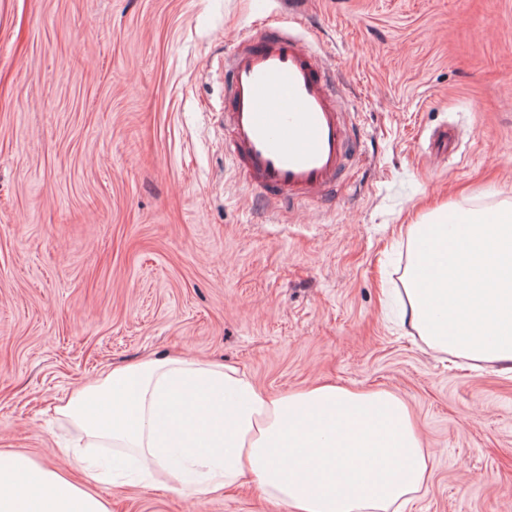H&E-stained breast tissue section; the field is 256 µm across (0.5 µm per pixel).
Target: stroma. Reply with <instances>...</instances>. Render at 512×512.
Returning a JSON list of instances; mask_svg holds the SVG:
<instances>
[{
	"instance_id": "1",
	"label": "stroma",
	"mask_w": 512,
	"mask_h": 512,
	"mask_svg": "<svg viewBox=\"0 0 512 512\" xmlns=\"http://www.w3.org/2000/svg\"><path fill=\"white\" fill-rule=\"evenodd\" d=\"M270 19L334 72L353 135L335 191L289 208L224 126V55ZM506 203L512 0H0V448L71 470L59 401L186 353L275 395L390 391L435 454L411 512H512V373L399 318L409 226ZM98 491L111 512H289L250 485Z\"/></svg>"
}]
</instances>
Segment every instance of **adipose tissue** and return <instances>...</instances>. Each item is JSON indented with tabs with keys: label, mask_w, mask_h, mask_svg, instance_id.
Wrapping results in <instances>:
<instances>
[{
	"label": "adipose tissue",
	"mask_w": 512,
	"mask_h": 512,
	"mask_svg": "<svg viewBox=\"0 0 512 512\" xmlns=\"http://www.w3.org/2000/svg\"><path fill=\"white\" fill-rule=\"evenodd\" d=\"M446 209L409 229L402 317L431 347L512 372V204ZM58 414L84 439L62 447L80 479L0 450V512H109L85 466L93 448L112 469L163 475L188 497L250 482L292 512H406L434 454L405 400L385 390L317 385L276 397L237 368L153 356L99 373Z\"/></svg>",
	"instance_id": "1"
}]
</instances>
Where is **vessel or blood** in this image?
<instances>
[{
  "label": "vessel or blood",
  "mask_w": 512,
  "mask_h": 512,
  "mask_svg": "<svg viewBox=\"0 0 512 512\" xmlns=\"http://www.w3.org/2000/svg\"><path fill=\"white\" fill-rule=\"evenodd\" d=\"M228 66L231 152L264 200L287 205L332 190L350 134L336 88L303 39L266 26L235 47Z\"/></svg>",
  "instance_id": "obj_1"
}]
</instances>
